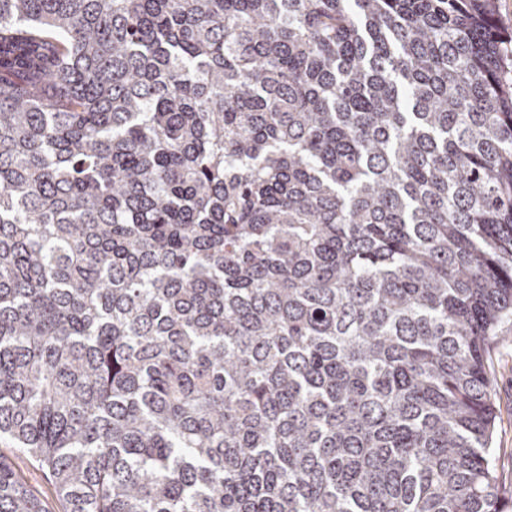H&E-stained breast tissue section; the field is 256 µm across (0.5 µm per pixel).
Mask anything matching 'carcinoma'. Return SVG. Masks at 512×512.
<instances>
[{"label":"carcinoma","instance_id":"1","mask_svg":"<svg viewBox=\"0 0 512 512\" xmlns=\"http://www.w3.org/2000/svg\"><path fill=\"white\" fill-rule=\"evenodd\" d=\"M495 13L0 0V439L64 512H500Z\"/></svg>","mask_w":512,"mask_h":512}]
</instances>
